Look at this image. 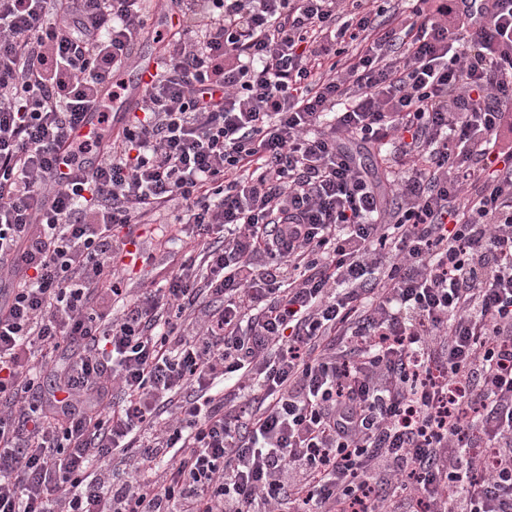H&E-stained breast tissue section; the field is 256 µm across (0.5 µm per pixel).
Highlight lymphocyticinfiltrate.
<instances>
[{
    "label": "lymphocytic infiltrate",
    "mask_w": 512,
    "mask_h": 512,
    "mask_svg": "<svg viewBox=\"0 0 512 512\" xmlns=\"http://www.w3.org/2000/svg\"><path fill=\"white\" fill-rule=\"evenodd\" d=\"M391 2L161 0L109 137L147 0H0V512H512V0ZM160 229L159 224H140L136 231L141 235L144 252L150 257L146 263L140 262L136 267H131L125 272L122 288H126V300L135 298L141 288L152 283L157 286L165 281L175 263L187 251L185 245L184 249L177 252L175 248H179V243L166 247L164 241L169 233H165L164 238H159Z\"/></svg>",
    "instance_id": "obj_1"
}]
</instances>
